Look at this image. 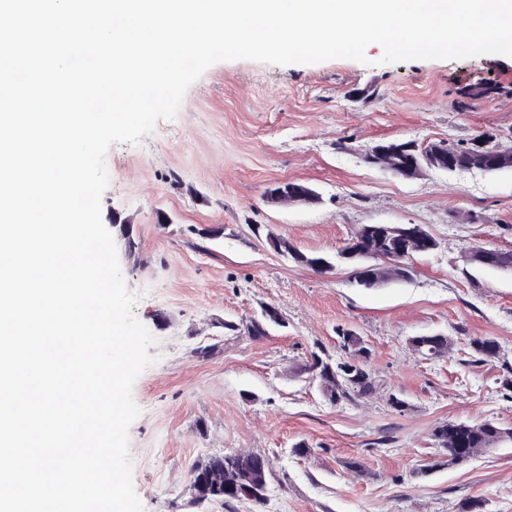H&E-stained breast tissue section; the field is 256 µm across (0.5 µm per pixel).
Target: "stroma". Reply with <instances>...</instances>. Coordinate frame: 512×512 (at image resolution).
<instances>
[{"instance_id":"1","label":"stroma","mask_w":512,"mask_h":512,"mask_svg":"<svg viewBox=\"0 0 512 512\" xmlns=\"http://www.w3.org/2000/svg\"><path fill=\"white\" fill-rule=\"evenodd\" d=\"M382 54L373 44L364 64L217 62L172 121L108 150L102 221L156 340L157 361L132 390L144 512H461L470 500L512 512V444L447 467L433 437L449 422L512 428V272L463 260L474 244L512 249V171L406 179L362 156L381 142L512 133V59L383 65ZM281 182L313 188L318 202L272 205ZM365 224H418L439 247L413 259L409 279L366 288L338 255ZM272 236L328 268L284 258ZM265 304L284 326L247 335L242 323ZM345 329L367 341L377 389L333 404L308 365L315 353L346 358ZM435 334L451 348L423 358L412 341ZM484 338L498 358L474 360ZM232 450L268 458L265 504H196L193 467Z\"/></svg>"}]
</instances>
